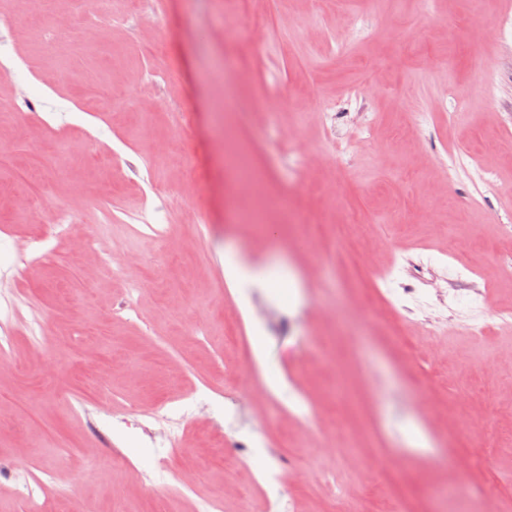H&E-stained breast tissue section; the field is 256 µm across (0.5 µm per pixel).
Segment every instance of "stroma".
<instances>
[{
  "mask_svg": "<svg viewBox=\"0 0 512 512\" xmlns=\"http://www.w3.org/2000/svg\"><path fill=\"white\" fill-rule=\"evenodd\" d=\"M137 5L154 28L117 22L104 41L74 0H0L14 58L0 74V512H24L33 474L43 512H193L186 470L223 512H266L254 478L268 471L293 512H372L387 477L413 512H470L464 480L512 512V328L465 330L474 288L512 308V43L467 40L512 0H253L234 14L112 0ZM53 24L78 28L58 54ZM62 208L75 218L60 238ZM311 219L365 225L362 253L388 278L356 280L306 244ZM228 253L289 296L241 295ZM126 255L137 269L117 270ZM450 256L478 277L453 281ZM419 320L445 326L417 335L425 359L391 333ZM207 384L219 394L195 409L187 453L159 468L152 411ZM302 400L317 422L292 415ZM228 411L241 425L215 432Z\"/></svg>",
  "mask_w": 512,
  "mask_h": 512,
  "instance_id": "stroma-1",
  "label": "stroma"
}]
</instances>
